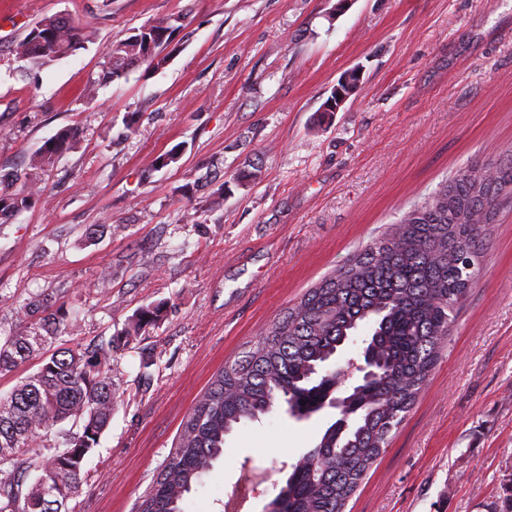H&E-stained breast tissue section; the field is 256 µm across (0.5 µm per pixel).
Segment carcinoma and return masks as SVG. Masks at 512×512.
Wrapping results in <instances>:
<instances>
[{
	"label": "carcinoma",
	"instance_id": "cac0c4a2",
	"mask_svg": "<svg viewBox=\"0 0 512 512\" xmlns=\"http://www.w3.org/2000/svg\"><path fill=\"white\" fill-rule=\"evenodd\" d=\"M186 14L154 17L104 53L101 79H120L143 64L165 67L172 37ZM90 23L68 16L45 18L13 48L22 72L67 57L91 40ZM99 79V80H101ZM99 80L84 96L95 98ZM81 130L67 127L48 139L23 169L0 174V221L43 202L42 175L73 149ZM428 195L399 224L356 251L348 262L308 289L250 350L217 374L181 425L142 512H182L193 485L224 453L225 436L276 407L304 418L339 402V418L320 442L291 466L270 501L271 512H345L369 471L389 446L447 346L458 311L476 287L490 235L487 216L512 205V155L499 167ZM35 322L3 331L0 374L14 371L59 339L70 318L60 305L33 298L25 304ZM166 305L138 309L121 331L123 343L63 347L37 372L0 396V512H67L68 495L46 498L44 480L77 489L84 464L112 419V352L158 326ZM362 325L372 328L379 375L342 396L336 392L338 349ZM69 421L68 430L55 427ZM41 444V452L29 448ZM36 477L27 489L23 480Z\"/></svg>",
	"mask_w": 512,
	"mask_h": 512
}]
</instances>
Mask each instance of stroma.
<instances>
[{"label": "stroma", "instance_id": "1", "mask_svg": "<svg viewBox=\"0 0 512 512\" xmlns=\"http://www.w3.org/2000/svg\"><path fill=\"white\" fill-rule=\"evenodd\" d=\"M337 2L0 0V170L24 168L60 129L82 131L44 176L47 202L0 224V329L29 324L25 304L45 297L72 313L64 346L104 344L137 309L168 304L112 355V420L73 512H137L226 361L446 179L512 153V0ZM181 10L191 36L174 38L166 68L135 67L84 98L107 47ZM60 14L92 23L91 41L22 77L15 43ZM353 69L356 94L320 125ZM176 147L177 163L153 167ZM188 208L198 223H181ZM481 267L347 512H500L512 495V208L498 212ZM336 418L277 409L240 427L183 512H224L249 466L269 479L242 512H263Z\"/></svg>", "mask_w": 512, "mask_h": 512}]
</instances>
